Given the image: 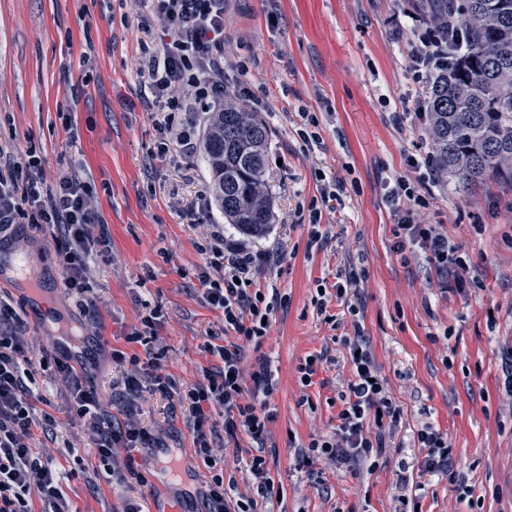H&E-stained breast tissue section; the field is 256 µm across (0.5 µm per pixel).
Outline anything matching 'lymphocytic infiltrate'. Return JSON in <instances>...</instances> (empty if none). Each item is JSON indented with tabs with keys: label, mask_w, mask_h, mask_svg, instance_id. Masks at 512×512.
<instances>
[{
	"label": "lymphocytic infiltrate",
	"mask_w": 512,
	"mask_h": 512,
	"mask_svg": "<svg viewBox=\"0 0 512 512\" xmlns=\"http://www.w3.org/2000/svg\"><path fill=\"white\" fill-rule=\"evenodd\" d=\"M152 19L161 27L157 52L148 62L144 85L151 95L149 106L159 114L162 133H175L182 151L194 154L198 145L192 127L180 125L183 112H207L224 103V0H146ZM448 39L445 29L429 27L419 33L415 45L417 70L431 72L446 64ZM391 200H411L394 231L396 253L417 247L433 264L440 292L470 286V258L461 245L448 238L436 225L422 224L417 211L426 207L424 197L415 193L410 181L397 180ZM93 203V187L75 175L62 173L46 180L42 161L30 156L25 179L13 168H0V241L14 237L23 224L57 228L55 253L65 284L82 298L87 312L96 313L98 299L88 273L94 257L108 251L107 235L94 234L102 224ZM191 228H205L201 247L205 263L199 274L202 298L224 316L225 328L237 336L224 345L205 343L217 364L202 370V377L188 388H178L165 374L163 354L153 348L157 341L160 311L143 303L136 324L124 332L134 353L105 349L93 340L84 359L69 355L42 354L34 357L16 309L0 300V512H35L31 499H38L36 512H72L63 484L65 472L32 446L35 431L51 432L56 420L50 413H36L33 386L37 372L48 373L68 392L73 417L87 424L99 463L109 480L125 482L139 478L136 458L161 447L158 436L137 419V401L143 391L167 398L185 418L192 436L194 453L212 472L203 495L206 512H254L257 498L270 497L273 484L263 454L272 416L270 397L278 382L267 357H260L250 371L242 369L244 344L260 341L269 328L265 321L278 304L269 297L264 271L281 261L275 248L255 250L227 236L218 224L206 225L201 212L188 216ZM352 377L340 396L341 409L332 435L311 439L300 458L306 467L317 461H335L347 466L369 465L377 469L386 448V437L400 413L363 333L355 327L347 340ZM108 352L113 364L123 369L118 405L105 403L99 393L94 367L100 352ZM222 422H215V415ZM223 425L227 440L248 437L255 443L249 460L251 494L237 492L224 482L216 467L222 458L211 446L216 425ZM416 441L425 455L422 472L457 480L448 439L431 423L416 431Z\"/></svg>",
	"instance_id": "obj_1"
}]
</instances>
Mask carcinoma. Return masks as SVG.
I'll return each instance as SVG.
<instances>
[{
  "label": "carcinoma",
  "instance_id": "obj_1",
  "mask_svg": "<svg viewBox=\"0 0 512 512\" xmlns=\"http://www.w3.org/2000/svg\"><path fill=\"white\" fill-rule=\"evenodd\" d=\"M433 22L453 24L461 39L426 100L433 166L462 188L512 184V0H442ZM270 138L261 113L228 97L204 135L214 204L251 237L265 235L272 219Z\"/></svg>",
  "mask_w": 512,
  "mask_h": 512
}]
</instances>
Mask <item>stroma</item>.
<instances>
[{"mask_svg":"<svg viewBox=\"0 0 512 512\" xmlns=\"http://www.w3.org/2000/svg\"><path fill=\"white\" fill-rule=\"evenodd\" d=\"M430 11L431 0H224L227 89L262 99L272 130L266 182L273 224L252 244L277 246L283 257L265 277L285 302L274 310L268 336L243 355L247 366L268 357L278 379L266 450L277 493L258 501L255 512H402L406 497L418 500L421 512H512V403L502 372L512 349V187L464 192L444 178L418 184L408 160L431 155L429 135L420 123L393 122L429 89L415 82L411 53L412 30ZM149 20L140 0H0V163L24 172L31 150L46 180L71 170L95 186L111 242L89 272L98 317L90 319L66 289L53 312L71 332L96 331L122 349L140 300L150 301L161 314L164 371L184 388L212 363L205 341L224 345L236 336L225 331L221 311L201 300L204 231L183 218L212 199L206 163L173 141L160 150L156 116L143 98L137 68L159 41L142 31ZM63 107L70 123L59 117ZM303 112L317 116L318 142L298 136ZM321 172L344 189L334 209L323 211L314 243L308 214ZM399 177L427 194L422 223L440 225L463 246L476 286L438 293L424 254L394 252L397 218L384 184ZM25 233L19 251L33 257L41 278L62 282L50 231L29 226ZM352 272L361 278L358 296L337 299V279ZM0 299L23 318L34 349L47 347L57 326L30 318L27 297L9 285L0 284ZM356 301L355 318L347 306ZM356 320L400 417L375 472L326 460L310 471L298 451L337 424L339 395L351 377L344 341ZM312 354L323 360L306 387L297 368ZM35 391L42 397L37 411L51 413L58 428L56 439L38 432L32 443L62 470H76L65 484L75 512H126L132 503L139 512H169L176 501L190 512L208 470L168 400L144 393L139 419L177 449L193 482L131 478L111 485L62 387L40 376ZM424 421L447 435L470 497L418 468L423 452L413 435ZM70 443L75 453H68ZM213 445L224 452L225 480L247 492L242 451L249 439L228 442L219 430ZM93 483L99 493L90 492Z\"/></svg>","mask_w":512,"mask_h":512,"instance_id":"obj_1","label":"stroma"}]
</instances>
